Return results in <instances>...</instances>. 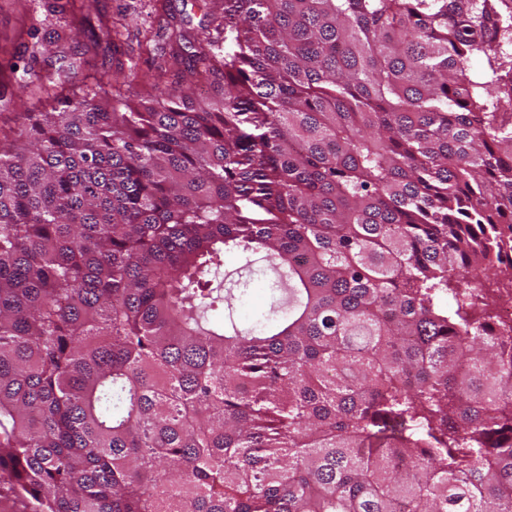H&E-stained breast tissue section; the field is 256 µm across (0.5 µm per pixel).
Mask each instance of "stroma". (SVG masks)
<instances>
[{
    "label": "stroma",
    "instance_id": "35a3bbf8",
    "mask_svg": "<svg viewBox=\"0 0 512 512\" xmlns=\"http://www.w3.org/2000/svg\"><path fill=\"white\" fill-rule=\"evenodd\" d=\"M222 21L203 0H0V140L14 138L16 114L38 107L44 93L65 101L71 77L90 91L102 81H128L137 98L174 88L166 28H181L195 45ZM24 68L47 78V89L17 94L13 72ZM265 268L259 262L243 275L241 323L270 307Z\"/></svg>",
    "mask_w": 512,
    "mask_h": 512
}]
</instances>
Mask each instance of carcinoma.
<instances>
[{"label":"carcinoma","mask_w":512,"mask_h":512,"mask_svg":"<svg viewBox=\"0 0 512 512\" xmlns=\"http://www.w3.org/2000/svg\"><path fill=\"white\" fill-rule=\"evenodd\" d=\"M0 145V493L30 512H512V0H222ZM485 66L466 72L473 53ZM286 294L244 325L224 258Z\"/></svg>","instance_id":"cac0c4a2"}]
</instances>
